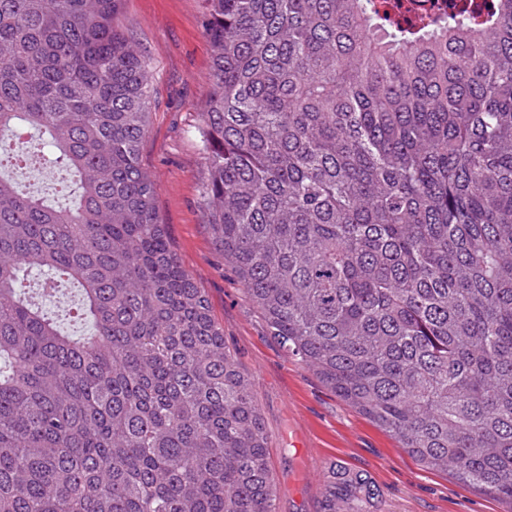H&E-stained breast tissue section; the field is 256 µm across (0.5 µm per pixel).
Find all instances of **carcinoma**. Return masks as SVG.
I'll list each match as a JSON object with an SVG mask.
<instances>
[{"label":"carcinoma","instance_id":"cac0c4a2","mask_svg":"<svg viewBox=\"0 0 512 512\" xmlns=\"http://www.w3.org/2000/svg\"><path fill=\"white\" fill-rule=\"evenodd\" d=\"M121 0H0V512H275L264 431L142 170ZM205 223L271 335L424 466L512 502V0H206ZM65 171L56 206L26 155ZM77 286L64 334L23 286Z\"/></svg>","mask_w":512,"mask_h":512}]
</instances>
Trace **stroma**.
<instances>
[{"instance_id": "obj_1", "label": "stroma", "mask_w": 512, "mask_h": 512, "mask_svg": "<svg viewBox=\"0 0 512 512\" xmlns=\"http://www.w3.org/2000/svg\"><path fill=\"white\" fill-rule=\"evenodd\" d=\"M204 0H122L115 27L146 58L151 103L139 158L182 268L201 288L224 344L253 384L275 485L276 512H325L334 474L358 471L369 497L336 488V512H512L452 473L421 465L288 354L249 301L206 224L207 154L198 128L212 90Z\"/></svg>"}]
</instances>
